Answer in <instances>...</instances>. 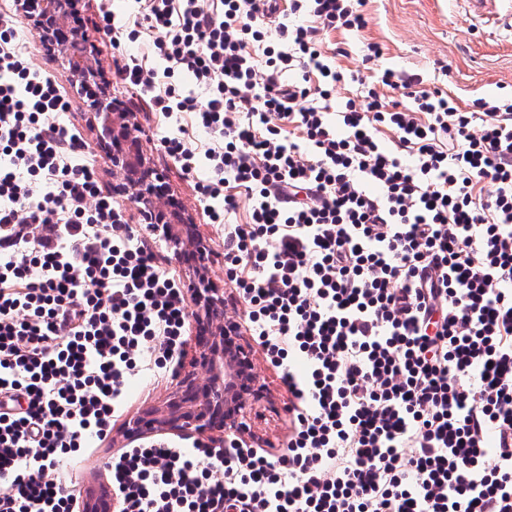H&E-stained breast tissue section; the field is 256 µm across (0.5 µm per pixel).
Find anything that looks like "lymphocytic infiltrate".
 Returning <instances> with one entry per match:
<instances>
[{"instance_id":"lymphocytic-infiltrate-1","label":"lymphocytic infiltrate","mask_w":512,"mask_h":512,"mask_svg":"<svg viewBox=\"0 0 512 512\" xmlns=\"http://www.w3.org/2000/svg\"><path fill=\"white\" fill-rule=\"evenodd\" d=\"M140 3L120 23L103 2L99 27L125 83L214 142L162 146L210 171L197 197L293 431L277 456L125 449L120 512H512V102L461 108L377 43L337 102L323 40L365 28L364 0ZM145 28L162 73L121 48ZM22 30L0 15V512H78L59 470L108 439L146 364L177 374L191 313Z\"/></svg>"}]
</instances>
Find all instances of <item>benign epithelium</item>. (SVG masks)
Masks as SVG:
<instances>
[{
  "label": "benign epithelium",
  "mask_w": 512,
  "mask_h": 512,
  "mask_svg": "<svg viewBox=\"0 0 512 512\" xmlns=\"http://www.w3.org/2000/svg\"><path fill=\"white\" fill-rule=\"evenodd\" d=\"M39 2L33 10L31 0H15V8L69 71L89 123L98 132L99 147L112 163L118 190L138 207L144 223L165 242L172 257L192 270V318L210 324L193 368L180 376V396L167 403L160 423L164 431L182 436L241 434L248 414L266 395L257 386L249 347L225 335L215 322L224 309V296L207 276V244L192 233V218L176 209L164 178L141 151L139 138L132 134V114L101 81L95 46L87 32L73 24L72 7L79 0Z\"/></svg>",
  "instance_id": "1"
}]
</instances>
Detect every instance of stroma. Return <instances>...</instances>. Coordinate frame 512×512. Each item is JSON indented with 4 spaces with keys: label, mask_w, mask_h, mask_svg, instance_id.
<instances>
[{
    "label": "stroma",
    "mask_w": 512,
    "mask_h": 512,
    "mask_svg": "<svg viewBox=\"0 0 512 512\" xmlns=\"http://www.w3.org/2000/svg\"><path fill=\"white\" fill-rule=\"evenodd\" d=\"M99 5V0H81L79 16L97 47L98 60L111 83L112 95L132 112L143 153L164 176L180 210L192 217L197 235L206 241L211 254L208 276L224 291L225 313L236 324L245 325V306L233 301L234 288L224 273V227L209 223L197 199L193 178L186 176L179 163L160 145L161 136L181 128L186 131V146L194 152H204L211 147L212 141L196 127L192 116L164 117L123 82L112 62L109 39L95 25ZM364 12L368 23L362 32L346 36L336 33L330 37L331 42L343 40L347 43L348 56L338 60L343 73L361 68L360 50L365 43L373 41L384 46L387 64L420 74L428 86L447 90L460 104L480 97L491 103L512 98V37L502 31L493 32L491 27L476 20L465 0H365ZM29 54L33 67L49 72L62 87L70 101L69 119L81 131L94 154L104 189H111L114 182L112 166L99 152L97 133L87 121L83 101L72 85L69 72L39 42H32ZM251 350L258 380L269 402L257 407L251 432L244 440L252 447L277 455L288 443L290 430L286 407L290 395L263 349L255 344ZM174 389L175 382L171 379H134L123 421L134 419L147 407L163 405ZM126 446L120 431H113L109 440L93 452L75 458L60 475L67 481H81L91 475L105 477L107 458L119 456Z\"/></svg>",
    "instance_id": "35a3bbf8"
}]
</instances>
